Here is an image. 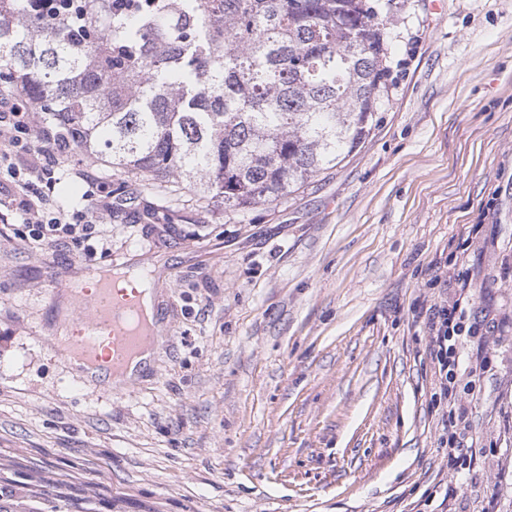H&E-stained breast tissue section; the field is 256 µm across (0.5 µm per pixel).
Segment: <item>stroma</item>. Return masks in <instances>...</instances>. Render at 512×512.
<instances>
[{
	"instance_id": "35a3bbf8",
	"label": "stroma",
	"mask_w": 512,
	"mask_h": 512,
	"mask_svg": "<svg viewBox=\"0 0 512 512\" xmlns=\"http://www.w3.org/2000/svg\"><path fill=\"white\" fill-rule=\"evenodd\" d=\"M369 136L238 211L136 203L112 250L0 230V512H512V0H404ZM160 261L162 343L124 389L51 348L54 280ZM439 445L427 309L459 296Z\"/></svg>"
}]
</instances>
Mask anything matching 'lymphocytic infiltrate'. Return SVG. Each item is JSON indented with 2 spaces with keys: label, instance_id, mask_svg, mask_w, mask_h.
<instances>
[{
  "label": "lymphocytic infiltrate",
  "instance_id": "lymphocytic-infiltrate-1",
  "mask_svg": "<svg viewBox=\"0 0 512 512\" xmlns=\"http://www.w3.org/2000/svg\"><path fill=\"white\" fill-rule=\"evenodd\" d=\"M71 175L88 189L82 208L52 206L49 193ZM112 192L102 179L76 162L69 142L50 128L39 126L35 112L20 104L18 95L0 90V222L22 224L41 246L107 244L105 224L112 217ZM431 336L434 386L446 406L441 415L447 443L457 447L455 384L462 370L461 338L466 331L461 303L432 308L426 320Z\"/></svg>",
  "mask_w": 512,
  "mask_h": 512
}]
</instances>
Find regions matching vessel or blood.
Listing matches in <instances>:
<instances>
[{
  "instance_id": "b4317fda",
  "label": "vessel or blood",
  "mask_w": 512,
  "mask_h": 512,
  "mask_svg": "<svg viewBox=\"0 0 512 512\" xmlns=\"http://www.w3.org/2000/svg\"><path fill=\"white\" fill-rule=\"evenodd\" d=\"M56 289L71 294L72 322L77 326L67 342L55 343V350L62 355L78 358L85 366L103 369L120 380L127 363L143 347L158 344L160 336L146 318L138 289L116 291L103 277L80 289L62 280Z\"/></svg>"
}]
</instances>
